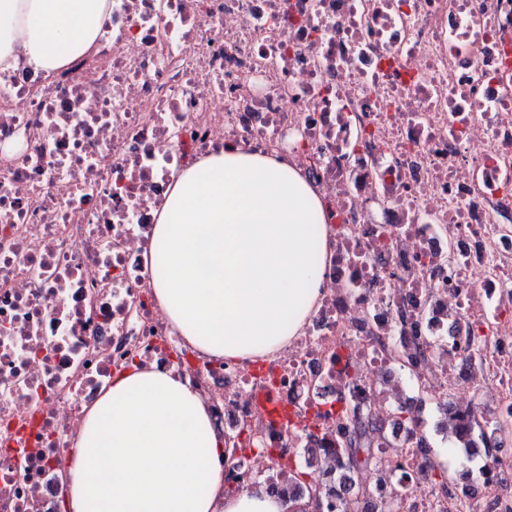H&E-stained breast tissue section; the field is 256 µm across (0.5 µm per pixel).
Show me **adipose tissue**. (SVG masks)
Masks as SVG:
<instances>
[{"label":"adipose tissue","mask_w":512,"mask_h":512,"mask_svg":"<svg viewBox=\"0 0 512 512\" xmlns=\"http://www.w3.org/2000/svg\"><path fill=\"white\" fill-rule=\"evenodd\" d=\"M112 0H0V72L47 73L93 49ZM323 200L286 159L231 146L174 178L142 261L173 329L206 356L279 352L328 273ZM228 452L187 381L132 365L84 413L65 512H312L228 493Z\"/></svg>","instance_id":"adipose-tissue-1"}]
</instances>
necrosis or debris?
Segmentation results:
<instances>
[{
	"instance_id": "necrosis-or-debris-1",
	"label": "necrosis or debris",
	"mask_w": 512,
	"mask_h": 512,
	"mask_svg": "<svg viewBox=\"0 0 512 512\" xmlns=\"http://www.w3.org/2000/svg\"><path fill=\"white\" fill-rule=\"evenodd\" d=\"M323 198L328 271L288 349L200 355L141 251L174 174L226 145ZM189 380L226 491L333 462L337 401L391 413L386 371L456 401L492 380L495 459L432 488L387 433L365 484L401 512H512V0H112L93 51L0 72V512H63L70 447L130 362Z\"/></svg>"
}]
</instances>
